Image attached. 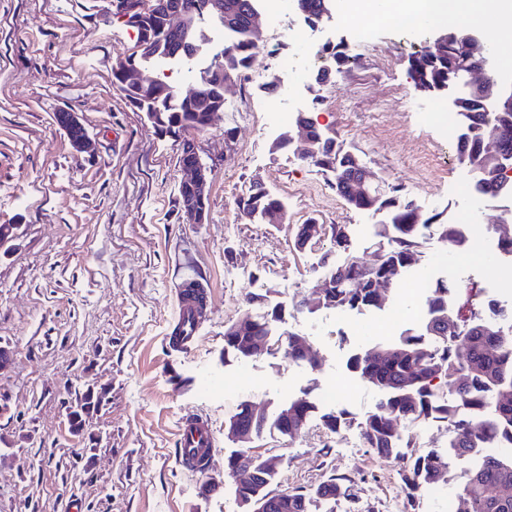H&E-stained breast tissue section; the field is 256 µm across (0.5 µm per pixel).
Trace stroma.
Wrapping results in <instances>:
<instances>
[{
	"label": "stroma",
	"instance_id": "stroma-1",
	"mask_svg": "<svg viewBox=\"0 0 512 512\" xmlns=\"http://www.w3.org/2000/svg\"><path fill=\"white\" fill-rule=\"evenodd\" d=\"M261 23L265 39L251 70L262 81L225 91L223 112L192 135L213 170L209 221L192 225L177 201L180 139L159 135L113 82V67L135 50V31L108 16L101 0H0V224L17 233L0 251V343L14 355L0 373V512H238L224 476L232 449L225 421L240 402L264 410L301 393L317 404L301 434L268 431L252 443L285 458L271 491H306L345 476L347 497L312 499L310 512H406L402 459L378 456L360 433L381 394L347 368L352 353L392 341L396 331L382 310L295 309L317 300L320 261L333 252L326 238L296 250V225L311 218L351 225L350 250L368 261L375 241L358 228L369 218L293 148L273 143L284 132L301 139L293 117L309 113L427 213L472 223V260L432 240L419 260L448 280L453 301L478 285L512 304V260L487 240L498 219L512 222V201L458 195L466 176L458 128L438 119L441 98L417 92L409 78V57L432 48L440 27H370L335 14L317 35L348 44L356 63L320 86L313 77L322 61L309 47L286 35L272 40L276 25H300L294 10L282 5L279 18L265 14ZM285 63L298 92L292 103L266 90ZM62 111L79 114L90 151L72 148L55 120ZM258 177L285 203L287 223L241 217L236 200ZM196 276L209 302L197 345L177 352L167 338L179 289ZM429 292L413 277L397 282L390 300L403 307L405 328L419 326ZM253 294L285 305L284 330L308 337L320 371L282 349L225 360L227 326L262 309L249 303ZM332 383L349 413L335 433L320 420L328 408L319 397ZM89 389L102 403L77 434L68 408ZM195 414L213 428L214 456L203 474L176 457L178 421ZM395 426L423 451H447L453 437L444 422L400 418ZM468 467L452 459L446 481L434 495H419L416 512H456ZM206 481L211 490L200 493Z\"/></svg>",
	"mask_w": 512,
	"mask_h": 512
}]
</instances>
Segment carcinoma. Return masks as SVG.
I'll list each match as a JSON object with an SVG mask.
<instances>
[{"mask_svg": "<svg viewBox=\"0 0 512 512\" xmlns=\"http://www.w3.org/2000/svg\"><path fill=\"white\" fill-rule=\"evenodd\" d=\"M259 0H224V16L219 22L224 30L237 35L236 40L224 48V72H231L244 80L260 45L250 27V8H259ZM303 21L310 27L321 24L320 15L329 0H302ZM466 28L462 24L446 31L447 40L441 53L429 50L412 54L408 59V73L414 89L419 92H441L452 81L461 80L462 74L480 66L478 58H468L457 39V33ZM331 59L335 71L341 73L354 64V57L342 42L322 48ZM113 78L127 101L136 109L154 114L164 121L167 133L196 131L209 127L207 116L224 110V86L220 81L210 82L201 94L187 99L175 87L155 79L148 89L122 86V66L113 70ZM455 114L460 133L456 153L459 163L472 172V191L485 195L483 187L503 188V194L512 197V177L496 167L483 150V135L488 129L501 131L512 150V105L486 102L461 90L460 106ZM306 162L331 176L332 186L351 209L371 215L382 214L384 219L370 225L369 232L379 239L377 252L369 261L348 255L334 266L326 267L324 276L336 279L331 298L324 309L336 312L363 313L381 310L379 292L389 291L395 282L393 271L410 273L416 265L421 248L433 238L458 251H469V241L460 231V225L439 221V215L418 218L409 203L414 198L403 188L394 187L393 194L382 200L357 197L349 192L356 172L352 168L336 172V155L326 145L319 146L316 156ZM238 209L248 219L271 221V216L284 209L283 201L274 193L258 188L248 189L238 200ZM324 236L336 252L349 250L351 226L330 224ZM428 317L424 332L418 335L402 334L390 343L377 344L367 350L355 352L347 361L348 370L377 388L383 395L376 411L359 422L367 447L377 455L403 456L401 474L402 492L408 508H415L418 492L434 485L449 472V458L430 450L424 453L401 454L403 448H413L412 439L403 436L391 423L397 416L420 420L447 422L456 435L450 455L477 457L474 466L460 476L459 512H512V453L504 457L489 454L477 445L493 437L512 441V324L509 330L498 320L478 311L470 312L467 319L459 318L448 302V281L435 283L426 298ZM284 321V310L274 306L267 311L247 315L235 323V331L224 332V359L246 360L254 338H269L272 326ZM288 359L316 370L315 361L304 349L303 337L288 333L282 342ZM440 380L451 389V397L439 398L434 380ZM460 402H470L478 412L468 416L457 410ZM235 416H243L252 423L254 436L275 429L280 434L293 435L297 426L283 424L281 410L257 416L240 405ZM241 451L234 450L225 457L227 476L235 501L251 498L255 501L268 497V487L277 472L269 471L258 460L252 472L238 476L237 458ZM347 478L334 477L318 485L314 491H292L291 512H309L312 496L340 499L346 496Z\"/></svg>", "mask_w": 512, "mask_h": 512, "instance_id": "1", "label": "carcinoma"}]
</instances>
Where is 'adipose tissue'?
I'll use <instances>...</instances> for the list:
<instances>
[{
  "label": "adipose tissue",
  "instance_id": "obj_1",
  "mask_svg": "<svg viewBox=\"0 0 512 512\" xmlns=\"http://www.w3.org/2000/svg\"><path fill=\"white\" fill-rule=\"evenodd\" d=\"M512 13V0H373L369 20L374 24L419 27L430 23L442 28L459 21L478 27Z\"/></svg>",
  "mask_w": 512,
  "mask_h": 512
}]
</instances>
